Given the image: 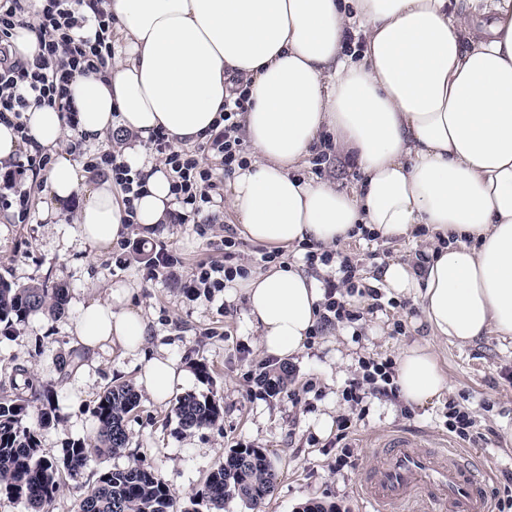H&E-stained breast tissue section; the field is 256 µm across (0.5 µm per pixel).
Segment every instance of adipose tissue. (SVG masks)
<instances>
[{"label": "adipose tissue", "mask_w": 512, "mask_h": 512, "mask_svg": "<svg viewBox=\"0 0 512 512\" xmlns=\"http://www.w3.org/2000/svg\"><path fill=\"white\" fill-rule=\"evenodd\" d=\"M119 51L107 80L76 77L70 95L87 139L113 126L132 133L124 161L146 173L135 202L144 235L174 208L169 179L146 152L157 132L174 145L206 140L224 101L248 90L239 117L251 152L224 191L225 205L255 242L293 249L349 241L357 227L395 242L426 227L423 270L393 261L380 285L418 305L428 338L397 360L401 400L423 406L449 389L434 344L512 340V0H111ZM363 35L360 57L344 50ZM25 135L0 123V158L20 144L56 148L60 112H25ZM361 175L343 191L311 178L306 159L323 135ZM44 179L56 220L84 201L74 234L105 250L128 232L112 179L85 182L61 157ZM265 355L299 354L323 298L301 259L235 278ZM129 285L80 304L71 334L89 353L138 358V381L158 403L192 373L180 359L147 353V323Z\"/></svg>", "instance_id": "adipose-tissue-1"}]
</instances>
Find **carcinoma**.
Segmentation results:
<instances>
[{
	"label": "carcinoma",
	"instance_id": "1",
	"mask_svg": "<svg viewBox=\"0 0 512 512\" xmlns=\"http://www.w3.org/2000/svg\"><path fill=\"white\" fill-rule=\"evenodd\" d=\"M66 299L62 285L19 286L0 277V327L7 335L36 312L55 317L64 312ZM139 401L132 384L106 387L93 408L100 444L92 447L77 441L63 449L61 457L49 459L40 454L38 433L59 422L55 391L35 381L22 364L1 370L0 496L23 500L32 512H49L60 489V470L77 476L92 458L114 456L127 448L128 421ZM175 415L181 430L191 433L222 420L223 407L213 398L187 394L178 399ZM276 481L277 473L262 449L236 448L207 475L190 501L207 503L211 512H224L225 502L237 498L250 512H263ZM76 512H178L177 496L156 471L134 461L97 472L78 499Z\"/></svg>",
	"mask_w": 512,
	"mask_h": 512
}]
</instances>
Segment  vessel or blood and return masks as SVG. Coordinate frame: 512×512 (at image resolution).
Returning <instances> with one entry per match:
<instances>
[{
	"label": "vessel or blood",
	"mask_w": 512,
	"mask_h": 512,
	"mask_svg": "<svg viewBox=\"0 0 512 512\" xmlns=\"http://www.w3.org/2000/svg\"><path fill=\"white\" fill-rule=\"evenodd\" d=\"M373 454L359 482L372 512H491L485 478L462 450L395 433Z\"/></svg>",
	"instance_id": "obj_1"
}]
</instances>
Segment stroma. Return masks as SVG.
Returning <instances> with one entry per match:
<instances>
[{
	"label": "stroma",
	"instance_id": "35a3bbf8",
	"mask_svg": "<svg viewBox=\"0 0 512 512\" xmlns=\"http://www.w3.org/2000/svg\"><path fill=\"white\" fill-rule=\"evenodd\" d=\"M24 187L30 193L28 223H15L12 210L0 207V277L19 285L62 284L68 289L60 317L34 314L11 334L0 335V368L24 363L58 395L59 421L41 431L42 455L56 457L73 441L94 440L98 394L109 385L137 380L135 359L116 351L83 354L79 371L73 373L59 369L62 358L75 347L71 329L79 303L105 299L116 283L137 287L134 305L148 322L149 350H164L192 368L209 365L210 381L193 379L186 390L219 399L224 408L217 424L184 433L173 403L158 404L142 395L128 423L124 453L93 461L78 476L62 475L50 512H74L99 469L123 467L134 460L155 469L178 495L180 505H189L193 491L239 447L263 449L276 469V487L265 512H298L310 499L338 503L343 512H365L357 482L371 460L370 445L394 431L446 439L444 413L452 399L471 409L482 427L495 432L487 447L473 451L492 480H499L502 468L512 466V383L505 379L506 373H512V340L486 336L463 348L437 344L450 384L446 397L414 407L409 419L402 414L401 401L368 399L364 419L348 439L358 460L355 467L340 470L335 435H321L316 423L330 409L346 414L341 391L358 374L360 359H394L405 345L425 339L426 330L415 324L417 306L404 300L356 323L324 329L306 341L304 351L291 361V388L298 391V399L284 392L270 397L251 380L268 361L248 322L244 297H225L220 288L196 293L186 289L197 267L223 264L226 230L242 231L223 200H212L214 223L169 224L164 233L150 238L134 225L125 239L99 252L72 233L82 195H74L50 223L41 218L50 201L45 182L29 178ZM159 247L176 256L178 263L153 277L137 252ZM345 250L361 258L363 284L369 288L381 268L393 260L413 261L417 248L409 241L376 239L351 242ZM398 320L405 326L401 336L393 332Z\"/></svg>",
	"mask_w": 512,
	"mask_h": 512
}]
</instances>
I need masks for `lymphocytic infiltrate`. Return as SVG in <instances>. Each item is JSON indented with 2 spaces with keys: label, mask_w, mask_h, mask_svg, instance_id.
<instances>
[{
  "label": "lymphocytic infiltrate",
  "mask_w": 512,
  "mask_h": 512,
  "mask_svg": "<svg viewBox=\"0 0 512 512\" xmlns=\"http://www.w3.org/2000/svg\"><path fill=\"white\" fill-rule=\"evenodd\" d=\"M115 22L110 0H0V121L13 123L17 133H24L25 112L34 105L44 106L61 112L65 126L77 131L69 85L78 76L106 74L115 55ZM20 27L37 33L38 51L33 59L22 61L11 54L12 38ZM248 104L244 91L225 101L223 127L197 148L178 147L165 134L156 135L152 148L164 164L177 202L199 208L211 203L218 185L209 159L219 160L228 175L245 165L238 117ZM83 165L91 172H110L124 193L127 214H134L133 202L146 184L143 172L132 170L121 155L109 150L86 156ZM304 250L309 267L334 271L323 280L318 328L354 323L382 310L380 292L362 289L358 262L350 254L317 244L305 245ZM361 292L370 299L364 308L353 301ZM361 369V376L349 379L342 391L351 409L368 397L397 399L393 360H365Z\"/></svg>",
  "instance_id": "lymphocytic-infiltrate-1"
}]
</instances>
